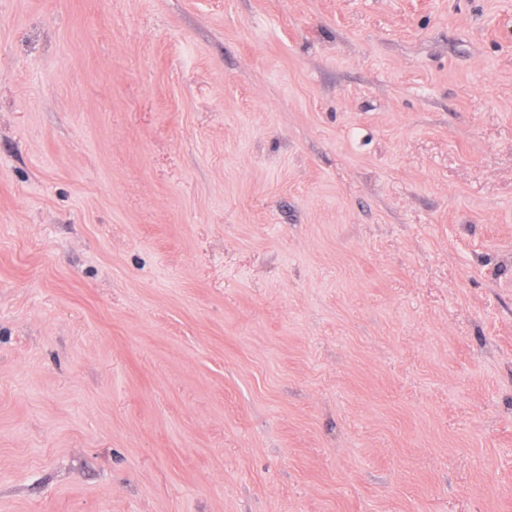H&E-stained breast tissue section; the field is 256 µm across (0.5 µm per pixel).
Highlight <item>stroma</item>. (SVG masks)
Returning a JSON list of instances; mask_svg holds the SVG:
<instances>
[{"label": "stroma", "mask_w": 512, "mask_h": 512, "mask_svg": "<svg viewBox=\"0 0 512 512\" xmlns=\"http://www.w3.org/2000/svg\"><path fill=\"white\" fill-rule=\"evenodd\" d=\"M0 512H512V0H0Z\"/></svg>", "instance_id": "obj_1"}]
</instances>
